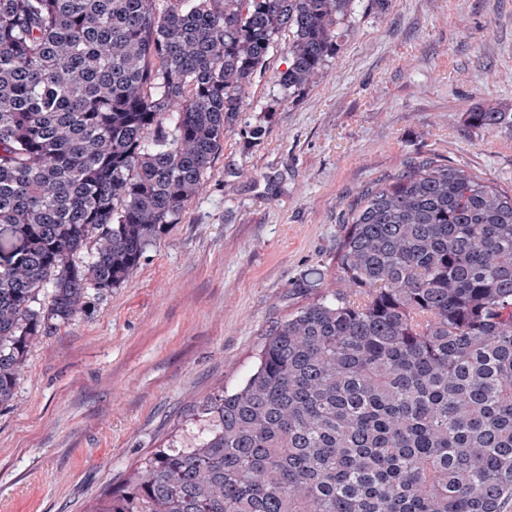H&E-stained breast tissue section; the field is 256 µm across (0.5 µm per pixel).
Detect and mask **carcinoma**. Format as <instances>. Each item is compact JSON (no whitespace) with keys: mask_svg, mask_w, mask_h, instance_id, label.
Returning <instances> with one entry per match:
<instances>
[{"mask_svg":"<svg viewBox=\"0 0 512 512\" xmlns=\"http://www.w3.org/2000/svg\"><path fill=\"white\" fill-rule=\"evenodd\" d=\"M353 2L0 0V404L175 223L281 31L290 97ZM342 228L345 288L89 512H512V194L426 158Z\"/></svg>","mask_w":512,"mask_h":512,"instance_id":"cac0c4a2","label":"carcinoma"}]
</instances>
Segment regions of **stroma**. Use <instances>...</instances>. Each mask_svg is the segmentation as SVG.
Wrapping results in <instances>:
<instances>
[{"label": "stroma", "mask_w": 512, "mask_h": 512, "mask_svg": "<svg viewBox=\"0 0 512 512\" xmlns=\"http://www.w3.org/2000/svg\"><path fill=\"white\" fill-rule=\"evenodd\" d=\"M324 73L284 97L287 33L177 223L88 318L40 337L0 406V512H88L197 402L238 388L266 334L337 286L341 218L435 157L512 190V0H355ZM262 125L250 142L247 129ZM467 121L471 126L494 131L504 125L512 126V114L494 109L478 110L468 113Z\"/></svg>", "instance_id": "1"}]
</instances>
